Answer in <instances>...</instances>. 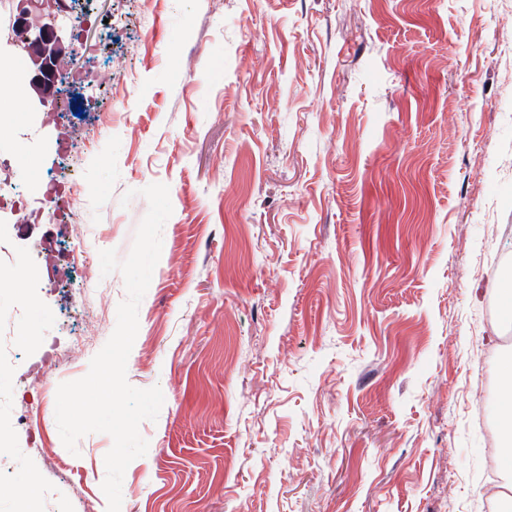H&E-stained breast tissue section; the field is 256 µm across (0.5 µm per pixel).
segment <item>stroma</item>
<instances>
[{
	"label": "stroma",
	"mask_w": 512,
	"mask_h": 512,
	"mask_svg": "<svg viewBox=\"0 0 512 512\" xmlns=\"http://www.w3.org/2000/svg\"><path fill=\"white\" fill-rule=\"evenodd\" d=\"M56 68L95 55L66 128L0 127V155L75 175L76 224L0 225L13 366L0 512L25 483L106 512L104 457L55 419L126 297L73 257L126 258L153 183L173 212L138 310L130 385L160 386L121 512H484L512 328L489 272L512 254V0H92Z\"/></svg>",
	"instance_id": "obj_1"
}]
</instances>
